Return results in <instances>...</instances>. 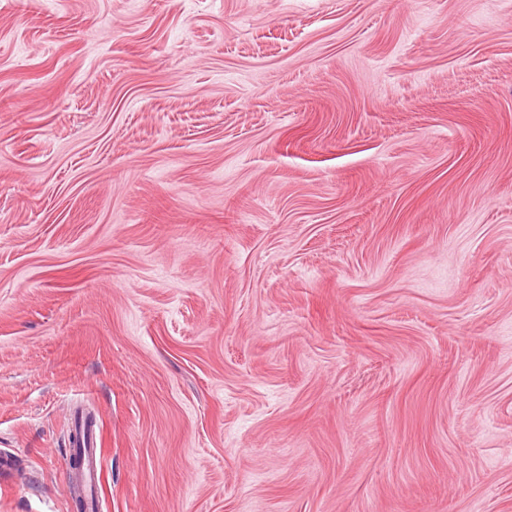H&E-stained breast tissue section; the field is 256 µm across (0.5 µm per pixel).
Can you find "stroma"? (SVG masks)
<instances>
[{"label": "stroma", "instance_id": "35a3bbf8", "mask_svg": "<svg viewBox=\"0 0 512 512\" xmlns=\"http://www.w3.org/2000/svg\"><path fill=\"white\" fill-rule=\"evenodd\" d=\"M512 512V0H0V512ZM77 444L78 445L80 444V446H81L80 448L82 451V457L86 462V467L83 469V484L85 486V489L88 488V491L91 494V499L89 500L90 501L89 510H91V512H93L94 510H100V508L98 506V501L95 497V490L97 488V484H98V480H99L98 465H99V468L101 469V464L97 460V455H96L95 449L93 447V445H94L93 435H92L91 431H89L88 435H87L85 426H83L81 428L79 440L75 446H77Z\"/></svg>", "mask_w": 512, "mask_h": 512}]
</instances>
